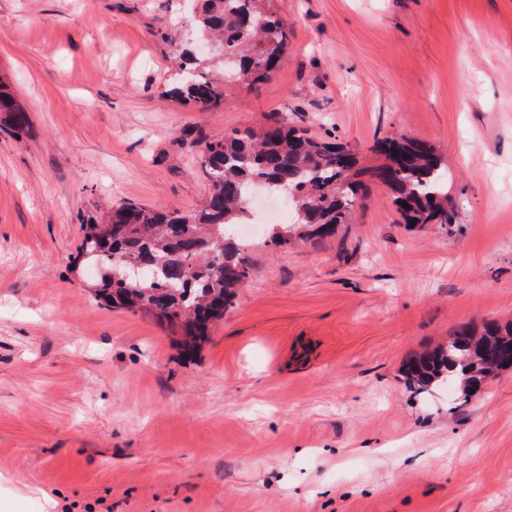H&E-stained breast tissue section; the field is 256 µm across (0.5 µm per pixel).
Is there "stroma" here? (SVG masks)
I'll list each match as a JSON object with an SVG mask.
<instances>
[{"instance_id":"stroma-1","label":"stroma","mask_w":512,"mask_h":512,"mask_svg":"<svg viewBox=\"0 0 512 512\" xmlns=\"http://www.w3.org/2000/svg\"><path fill=\"white\" fill-rule=\"evenodd\" d=\"M271 77L203 111L167 96L186 0H0V512H512V370L460 406L402 366L512 320V0H280ZM287 124L347 146L355 223L247 246L195 356L89 289L81 226L195 207L201 144ZM433 144L456 222L403 223L378 139ZM29 125L25 106L11 92L10 86L0 79V131H19Z\"/></svg>"}]
</instances>
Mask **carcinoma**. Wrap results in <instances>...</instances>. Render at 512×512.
Here are the masks:
<instances>
[{"label": "carcinoma", "instance_id": "cac0c4a2", "mask_svg": "<svg viewBox=\"0 0 512 512\" xmlns=\"http://www.w3.org/2000/svg\"><path fill=\"white\" fill-rule=\"evenodd\" d=\"M274 0H198L190 24L196 37L215 41L221 52L204 59L174 44L179 70H191L166 90L172 98L202 110L224 102L227 85L266 81L288 44L284 20ZM29 125L25 106L0 79V131ZM200 171L208 182L201 205L184 212L124 202L82 225L79 255L97 267L95 297L106 304L142 312L185 336L192 352L210 326L224 317L231 288L250 275L247 258L228 228L248 216L245 202L258 184L293 194L294 221L273 231L263 245L286 247L350 224L360 183L351 175L352 152L304 130L270 128L234 132L205 143ZM374 151L385 163L376 175L392 192L405 223H454L448 197V166L432 144L404 135L385 137ZM408 207H403V204ZM222 243L224 258L209 250ZM512 368V322L485 321L458 327L445 345L426 349L404 367L407 386L431 394L453 381L459 404L504 369Z\"/></svg>", "mask_w": 512, "mask_h": 512}]
</instances>
